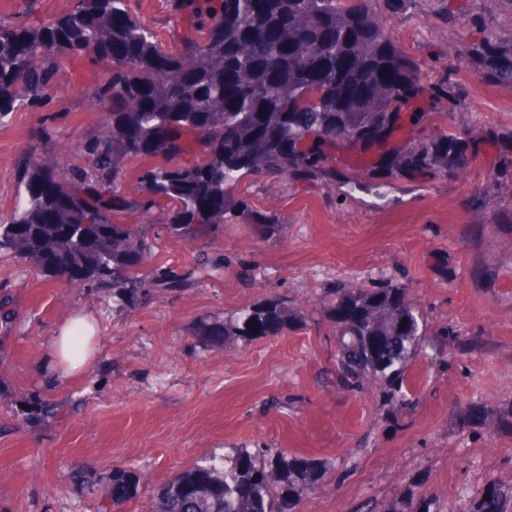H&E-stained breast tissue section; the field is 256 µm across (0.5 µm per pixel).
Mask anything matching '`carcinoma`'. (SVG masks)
<instances>
[{
	"mask_svg": "<svg viewBox=\"0 0 512 512\" xmlns=\"http://www.w3.org/2000/svg\"><path fill=\"white\" fill-rule=\"evenodd\" d=\"M171 4L196 28L174 51L131 13L129 0H76L70 12L38 26L0 19V120L52 101L55 73L83 56L85 44L100 47L90 63L112 62L84 91L103 113L100 135L79 142L72 160L52 170L38 156L23 157L17 204L0 219V251L40 274L112 295L119 312L184 287L186 278L165 267L141 273L153 242L143 225L118 222V215L154 216L184 241L215 233L248 212L237 194L245 179L330 180L327 150L385 144L401 128L394 107L418 92V63L377 24L373 0ZM243 43L250 54L239 53ZM482 49L487 77L512 84V42L499 43L490 31ZM243 71L251 75L246 87ZM285 81L295 83L288 101L280 94ZM136 157L155 163L126 195L124 160ZM470 161L454 129L389 150L382 164L391 176L430 171L446 178ZM223 271L220 261L199 255L187 278ZM406 292L390 281L357 282L324 307L340 380L357 393L375 386L398 406L407 401L405 375L428 331L420 308L396 305ZM300 316L276 296L205 322L197 335L210 347L229 340L247 346L284 334ZM325 476L318 459L226 448L224 458L193 465L162 486L149 512H302L304 497ZM139 483L136 472L115 468L112 502L132 498ZM471 512H512V494L491 484Z\"/></svg>",
	"mask_w": 512,
	"mask_h": 512,
	"instance_id": "cac0c4a2",
	"label": "carcinoma"
}]
</instances>
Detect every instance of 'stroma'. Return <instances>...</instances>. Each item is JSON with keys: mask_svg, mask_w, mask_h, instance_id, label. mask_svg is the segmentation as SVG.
<instances>
[{"mask_svg": "<svg viewBox=\"0 0 512 512\" xmlns=\"http://www.w3.org/2000/svg\"><path fill=\"white\" fill-rule=\"evenodd\" d=\"M74 3L0 0V18L38 24ZM130 8L164 47L179 48L190 33L170 0H130ZM375 8L420 66L413 111L443 113L453 125L457 111L437 88L450 74L462 89L471 164L445 179L421 171L375 181L345 148L327 183L244 181L238 193L249 210L279 226L269 238L248 218L191 241L146 219L153 264L182 274L207 253L229 265L219 279H191L124 314L110 296L0 256V310L12 316L0 326V512H146L185 467L228 448L322 459L325 483L305 497L303 512H387L396 502L405 512H468L489 484L512 486V431L489 430L478 417L486 407L512 414V95L486 78L480 58L462 53L482 45L489 26L512 41V5L413 0L399 17L385 0ZM105 69L74 63L57 75L69 93L0 124V216L16 204L22 155L99 134L98 107L79 86ZM45 125L51 137L40 136ZM481 185L495 222L477 216ZM379 278L405 287L429 321L406 374L410 403L398 412L377 392L358 395L339 380L323 309L334 287ZM276 295L302 313L287 334L220 349L197 338L202 323ZM78 312L94 316L98 351L67 376L50 358L51 342ZM36 395L49 413L23 420ZM118 466L143 480L134 498L116 504L108 486Z\"/></svg>", "mask_w": 512, "mask_h": 512, "instance_id": "35a3bbf8", "label": "stroma"}]
</instances>
